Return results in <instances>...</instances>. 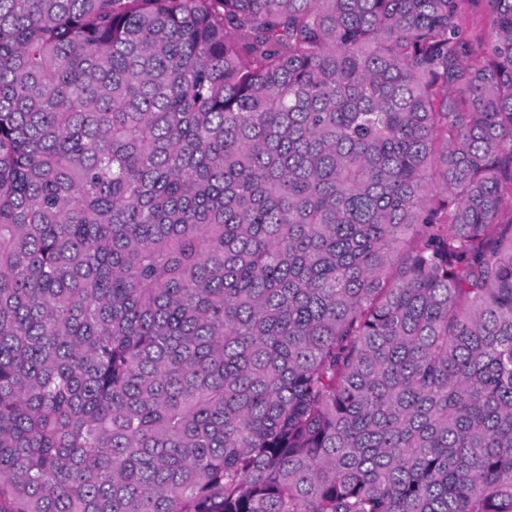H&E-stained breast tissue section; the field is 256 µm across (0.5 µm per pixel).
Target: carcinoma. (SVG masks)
Returning <instances> with one entry per match:
<instances>
[{
	"label": "carcinoma",
	"instance_id": "carcinoma-1",
	"mask_svg": "<svg viewBox=\"0 0 512 512\" xmlns=\"http://www.w3.org/2000/svg\"><path fill=\"white\" fill-rule=\"evenodd\" d=\"M0 512H512V0H0Z\"/></svg>",
	"mask_w": 512,
	"mask_h": 512
}]
</instances>
